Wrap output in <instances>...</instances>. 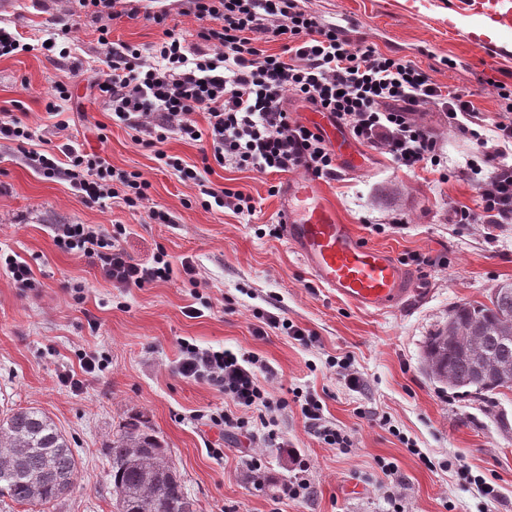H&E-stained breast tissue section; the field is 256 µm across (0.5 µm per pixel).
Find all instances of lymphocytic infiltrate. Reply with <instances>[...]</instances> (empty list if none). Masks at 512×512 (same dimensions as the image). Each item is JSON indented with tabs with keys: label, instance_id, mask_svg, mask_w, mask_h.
Returning <instances> with one entry per match:
<instances>
[{
	"label": "lymphocytic infiltrate",
	"instance_id": "1",
	"mask_svg": "<svg viewBox=\"0 0 512 512\" xmlns=\"http://www.w3.org/2000/svg\"><path fill=\"white\" fill-rule=\"evenodd\" d=\"M80 10L102 19L106 44L103 78L90 82L97 97L112 110L113 121L134 131L137 144L155 148V157L173 166L178 178L237 215H254L252 196L215 186L205 173L213 166H231L259 173L297 170L330 182L339 171L336 154L322 133L294 119L287 97L327 114L358 143L383 154L402 168L438 169L441 156L431 127L420 112L437 108L449 125L473 139L482 164H470L479 189L477 209H454V224L490 227L512 223V117L498 121L492 134L481 133L483 120L466 91L444 87L412 61L379 51L366 40L351 41L342 26L323 23L299 0H186L187 11L201 21L197 43H187L168 28L169 14L148 19L163 37L148 51L110 42L109 20L139 19L141 0H77ZM222 21L221 29L207 20ZM279 40L278 54L260 48V41ZM150 63H143L142 54ZM203 113L205 124L195 115ZM200 142V165L173 163L158 143L169 137ZM35 167L48 178L73 183L86 200L121 198L128 209L144 208L148 182L138 173H114L106 158L65 143L57 152L32 154ZM124 226L107 230L93 224H58L55 245L93 259L119 288H143L169 280L173 268L164 251L147 263L131 260L122 246ZM267 366L256 356L229 349L201 348L182 342L180 376L213 383L233 406L211 414L213 426L249 443L276 441V412L287 398H274L259 380ZM301 414L324 444L346 448L350 437L326 419L319 396L306 395Z\"/></svg>",
	"mask_w": 512,
	"mask_h": 512
}]
</instances>
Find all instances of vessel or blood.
<instances>
[{
	"mask_svg": "<svg viewBox=\"0 0 512 512\" xmlns=\"http://www.w3.org/2000/svg\"><path fill=\"white\" fill-rule=\"evenodd\" d=\"M315 122L332 140L343 169L361 167L342 131L322 116ZM283 236L311 276L337 298L355 307L381 312L410 295L406 270L390 251L365 244L309 179L291 180L281 212Z\"/></svg>",
	"mask_w": 512,
	"mask_h": 512,
	"instance_id": "b4317fda",
	"label": "vessel or blood"
}]
</instances>
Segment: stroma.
Segmentation results:
<instances>
[{"label":"stroma","instance_id":"stroma-1","mask_svg":"<svg viewBox=\"0 0 512 512\" xmlns=\"http://www.w3.org/2000/svg\"><path fill=\"white\" fill-rule=\"evenodd\" d=\"M165 3L167 27L196 42L200 23L184 14V0ZM302 4L344 27L351 40L397 53L436 83L470 92L486 123L512 109V22L497 25L496 39L479 38L480 0ZM0 25L31 46L0 58V109L33 132L24 144L0 139V249L26 260L35 280L22 291L0 269V413L39 408L71 442L79 463L75 484L49 512H115L107 447L132 418L163 438L198 512H512V390L463 398L423 363L428 336L453 306L487 301L492 288L512 283V224L489 233L449 221L455 207L479 202L466 167L478 157L473 142L429 111L422 120L436 134L446 177L399 169L373 151L368 169L321 183L342 221L411 274L414 301L371 314L321 288L285 239L269 236L280 219L276 188L289 175L215 168L210 181L250 193L257 211L244 216L206 208L196 188L112 121L88 84L107 70L98 19L71 0H16ZM64 28L69 55L42 50ZM164 28L116 19L110 39L144 49ZM59 84L70 98L52 113L47 104ZM68 141L105 156L117 171L140 173L150 183L148 209L131 211L118 198L85 201L69 181L34 168L31 153ZM152 208L168 213L171 223L149 218ZM56 224L124 225L130 256L145 261L164 250L173 274L145 288L113 287L88 258L55 246ZM420 256L431 266L417 264ZM185 259L192 260L199 287L186 280ZM201 300L208 308L188 317L187 306ZM275 306L311 332V344L274 329L255 335L259 312ZM185 339L259 357L275 374L274 394L287 388L317 394L351 446L321 443L299 404L289 403L278 415L279 443L262 451L265 483L254 489L246 443L204 420L223 410L224 393L176 373ZM84 352L103 356L106 366L75 395L58 374L78 367ZM333 359L350 362L362 387L350 388L330 367ZM216 448L223 457L213 456ZM388 463L396 465V476L384 473ZM301 468L311 491L288 498L283 487ZM480 479L493 486V496L479 490Z\"/></svg>","mask_w":512,"mask_h":512}]
</instances>
